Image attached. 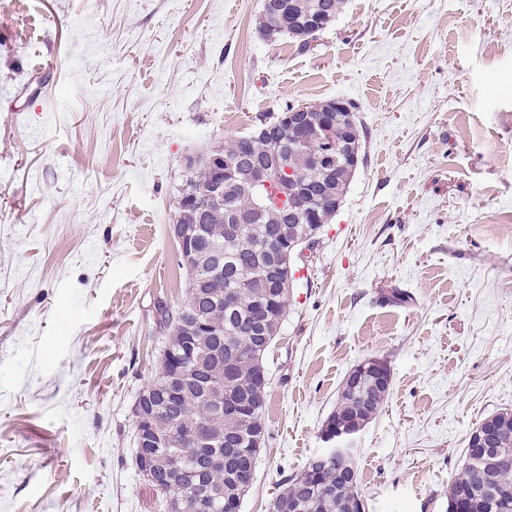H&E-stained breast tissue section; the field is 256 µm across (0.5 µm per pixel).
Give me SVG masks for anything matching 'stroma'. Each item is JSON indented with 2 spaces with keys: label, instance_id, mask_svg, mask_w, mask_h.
<instances>
[{
  "label": "stroma",
  "instance_id": "stroma-1",
  "mask_svg": "<svg viewBox=\"0 0 512 512\" xmlns=\"http://www.w3.org/2000/svg\"><path fill=\"white\" fill-rule=\"evenodd\" d=\"M20 2L0 7V512H164L133 407L157 307L186 300L185 162L331 98L364 160L268 351L241 512L327 450L373 357L392 386L354 441L366 512H446L471 431L512 410V0H346L305 53L260 36L262 0Z\"/></svg>",
  "mask_w": 512,
  "mask_h": 512
}]
</instances>
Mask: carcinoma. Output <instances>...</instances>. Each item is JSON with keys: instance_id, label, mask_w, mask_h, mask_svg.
Returning a JSON list of instances; mask_svg holds the SVG:
<instances>
[{"instance_id": "1", "label": "carcinoma", "mask_w": 512, "mask_h": 512, "mask_svg": "<svg viewBox=\"0 0 512 512\" xmlns=\"http://www.w3.org/2000/svg\"><path fill=\"white\" fill-rule=\"evenodd\" d=\"M345 0H275V7L262 5L258 31L265 38L286 35L304 53L311 49L317 32L301 28H283L282 19L290 12L297 14L320 12L328 23H333L344 8ZM349 103L336 109L338 125L348 130L350 143L358 148L361 131ZM271 126L265 138L253 134L224 141L223 153L243 170L255 162L268 158L277 151L299 155L311 149L306 143H297L280 135L272 126V114H264L258 122ZM214 173L198 166L187 170L185 188L181 195H190V201H178L177 223L187 227L199 226L191 246L197 260L188 266L179 258L178 267L188 277L187 298L175 311L167 307L159 310L163 327L171 331L160 352L159 366L152 381L153 390H143L135 406L150 404L157 407L160 441L157 448H134L137 470H142L145 456L158 462L168 461L181 469L180 486L169 488L166 478L171 473L158 466L150 484L162 494L173 493L167 501V512H197L198 504L219 494L214 501V512H224L227 498H244L250 484L240 478L255 473L261 449L257 440L269 434L266 422L267 388L261 386L259 374L265 368V356L270 348L262 337V316L255 311L264 292L261 285L249 276L270 258L283 232V223L273 213L260 212L253 207V196L239 183L224 184V193L211 195ZM232 212L248 214V223L240 225L236 235L226 231V215ZM224 253L223 275L215 276L212 264L214 252ZM237 289L240 304L230 310L224 304V291ZM192 309L202 318L210 319L214 329L204 336H192L183 325L182 316ZM187 342L195 344V367L184 368L172 357ZM187 375L181 384L180 395L168 396V386L176 370ZM237 391L236 398L249 401V407L239 413L228 411V402L221 393L225 387ZM389 385L380 383L367 372H360L357 381L342 384L336 406L322 426V431L353 419L359 426L369 423L381 410ZM501 423L495 446L484 448L473 444L475 435L468 438L460 471L448 485V499L469 505L471 512H480L475 497L483 489L497 492L502 506L512 508V470L492 468L488 458L498 448L512 450V410L504 409L491 415ZM211 423L214 434L209 451L202 457L197 452V428ZM327 466L321 468L308 463L304 470L288 479L276 495L277 500L291 502L299 512H350L353 497L350 477L356 475L353 459H341L336 454H325Z\"/></svg>"}]
</instances>
